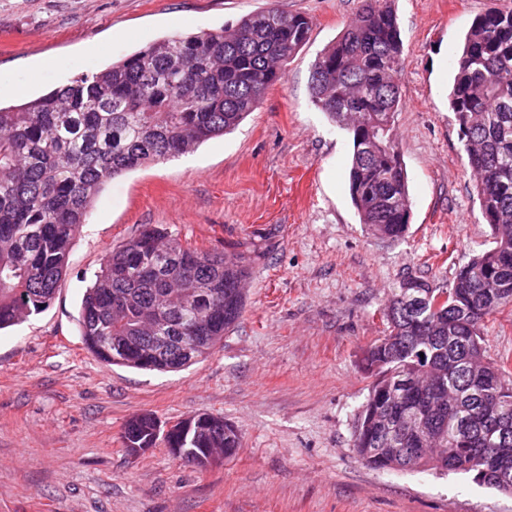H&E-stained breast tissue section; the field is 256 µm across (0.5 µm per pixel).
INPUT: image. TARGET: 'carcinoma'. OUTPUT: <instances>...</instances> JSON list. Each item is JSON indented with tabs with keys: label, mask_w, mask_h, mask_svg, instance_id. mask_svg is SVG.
Returning a JSON list of instances; mask_svg holds the SVG:
<instances>
[{
	"label": "carcinoma",
	"mask_w": 512,
	"mask_h": 512,
	"mask_svg": "<svg viewBox=\"0 0 512 512\" xmlns=\"http://www.w3.org/2000/svg\"><path fill=\"white\" fill-rule=\"evenodd\" d=\"M311 30L305 15L257 11L231 28L162 38L0 106V330L50 304L74 237L109 180L234 130L284 80ZM402 52L391 0H362L310 79L312 102L352 143L348 188L359 221L387 239L405 236L411 210L395 132ZM449 111L492 245L449 287L409 277L393 295L388 332L363 356L373 381L353 447L375 469L440 468L512 494V370L487 359L481 335L488 317L512 308V5L473 19L454 64ZM157 248L181 256L159 276L148 270ZM249 275L240 253L200 250L146 225L111 251L84 292L82 342L110 365L186 369L239 323ZM180 336L205 337L206 350L178 353ZM217 438L229 456L242 447L237 430L208 413L166 431L143 413L123 429L126 448L161 440L200 468Z\"/></svg>",
	"instance_id": "obj_1"
}]
</instances>
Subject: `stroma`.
Here are the masks:
<instances>
[{
    "label": "stroma",
    "instance_id": "stroma-1",
    "mask_svg": "<svg viewBox=\"0 0 512 512\" xmlns=\"http://www.w3.org/2000/svg\"><path fill=\"white\" fill-rule=\"evenodd\" d=\"M506 0H395L403 42L395 121L412 202L398 240L351 205L348 134L311 100L312 65L361 0H0V83L30 97L157 39L268 8L313 20L283 83L234 131L107 182L76 234L48 308L0 331V512H512V496L463 473L386 471L353 447L402 282L441 288L488 248L491 228L448 110L473 19ZM152 224L183 243L251 253L242 318L179 372L99 362L83 346L85 288L112 248ZM487 358L512 362V312L486 320ZM224 417L242 449L207 469L165 447L131 455L121 430Z\"/></svg>",
    "mask_w": 512,
    "mask_h": 512
}]
</instances>
